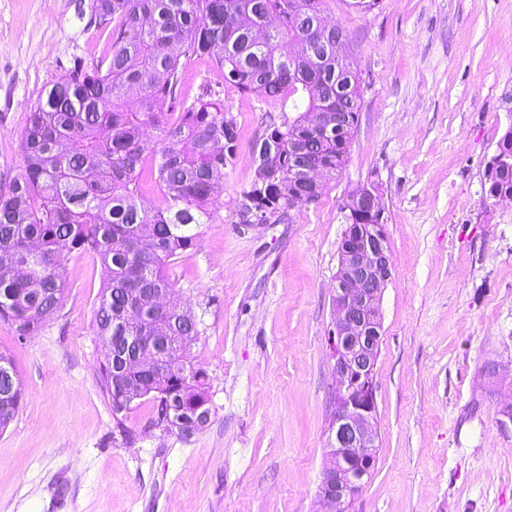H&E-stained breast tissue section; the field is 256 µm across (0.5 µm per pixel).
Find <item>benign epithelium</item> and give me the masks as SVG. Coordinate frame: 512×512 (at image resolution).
<instances>
[{
    "instance_id": "1",
    "label": "benign epithelium",
    "mask_w": 512,
    "mask_h": 512,
    "mask_svg": "<svg viewBox=\"0 0 512 512\" xmlns=\"http://www.w3.org/2000/svg\"><path fill=\"white\" fill-rule=\"evenodd\" d=\"M327 126L337 132L357 127L359 114L329 112ZM293 165L303 174L293 199L304 204L320 196L324 169L310 147L296 139L289 147ZM512 164V144L501 141L490 168ZM348 228L341 241L336 273L333 328L329 336L338 382L334 415L329 428V465L320 485V497L337 512H348L370 479L377 434L374 375L379 356L382 291L391 276L392 257L385 231L384 208L376 187L364 186L349 199Z\"/></svg>"
}]
</instances>
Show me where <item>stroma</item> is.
Instances as JSON below:
<instances>
[{"label": "stroma", "instance_id": "1", "mask_svg": "<svg viewBox=\"0 0 512 512\" xmlns=\"http://www.w3.org/2000/svg\"><path fill=\"white\" fill-rule=\"evenodd\" d=\"M90 0H0V193L23 170L30 110L74 59L111 53ZM358 64L348 159L316 202L241 224L253 149L290 102L223 95L240 139L216 219L170 260L201 335L208 425L183 438L150 399L113 418L93 329L96 255L61 271L58 311L30 336L0 322L24 398L0 432V512H321L336 376L328 336L345 198L377 184L392 274L381 296L371 480L349 512H512V200L486 170L512 126V0H326Z\"/></svg>", "mask_w": 512, "mask_h": 512}]
</instances>
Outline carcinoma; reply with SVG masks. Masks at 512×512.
Instances as JSON below:
<instances>
[{
    "label": "carcinoma",
    "mask_w": 512,
    "mask_h": 512,
    "mask_svg": "<svg viewBox=\"0 0 512 512\" xmlns=\"http://www.w3.org/2000/svg\"><path fill=\"white\" fill-rule=\"evenodd\" d=\"M90 0L92 15L116 19L112 53L87 68L75 60L31 110L23 131V172L0 195V320L19 337L35 332L59 308L64 285L59 271L75 252H92L107 272L93 328L112 339L100 367L101 386L112 409L136 394L152 397L156 421L175 410L211 411L205 375L190 362L200 321L180 306H142L139 297L167 293L173 284L169 259L193 248L199 228L212 223V198L224 193V169L235 155L240 131L224 111L220 91L205 82L199 95L179 98L181 58L207 56L221 87L268 99H293L297 115L273 124L269 158L255 162L251 186L265 190L258 207L276 224L296 190L288 144L298 137L320 147L334 174L349 147L323 142L303 122L327 108L313 93L338 91L349 112L361 111L354 59L336 66L328 45L320 60L299 54L304 28L323 19L325 0ZM169 102L171 114L158 111ZM159 130L156 140L145 135ZM489 189L512 194V166L491 170ZM162 201L147 202L149 187ZM137 336H186L149 380L121 372L122 357ZM0 431L13 421L24 396L11 357L0 353Z\"/></svg>",
    "instance_id": "cac0c4a2"
}]
</instances>
